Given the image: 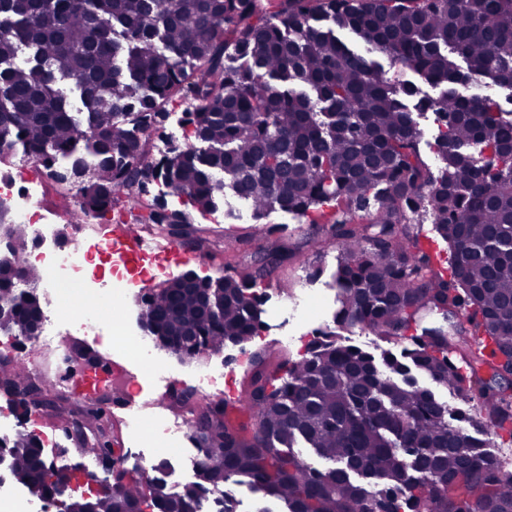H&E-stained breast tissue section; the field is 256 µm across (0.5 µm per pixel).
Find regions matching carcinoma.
I'll use <instances>...</instances> for the list:
<instances>
[{
  "label": "carcinoma",
  "mask_w": 512,
  "mask_h": 512,
  "mask_svg": "<svg viewBox=\"0 0 512 512\" xmlns=\"http://www.w3.org/2000/svg\"><path fill=\"white\" fill-rule=\"evenodd\" d=\"M0 27V161L20 146L57 182L60 158L88 167L72 216L139 197L149 172L201 213L228 190L257 220L280 210L322 222L339 240L336 324L403 343L381 369L328 332L297 360L254 357L241 400L173 396L202 451L197 480L169 489L161 461L148 480L70 494L63 512H199L209 490L241 481L288 512H512V473L412 375L477 401L488 427L512 424V111L451 89L487 79L512 88V0H0ZM341 32L443 91L395 80ZM22 46L32 50L24 61ZM63 74L76 78L84 123L54 89ZM177 103L187 143L157 160L146 142ZM427 112L434 168L415 118ZM143 210L161 235L233 253L196 235L183 210ZM422 217L448 244L449 265L411 230ZM0 226L13 253L0 262V328L29 336L41 305L16 283L34 287L43 274L21 262L28 230L1 202ZM290 258L273 243L244 269L226 262L221 288L200 278L152 292L144 327L194 336L203 352L248 343L263 326L258 288ZM0 392L22 418L25 395L39 396L54 426L80 424V449L121 461L104 409L112 395L64 407L2 361ZM241 401L251 422L232 425ZM300 444L329 466L308 464ZM9 457L31 495L52 497L59 480L34 434L11 440Z\"/></svg>",
  "instance_id": "1"
}]
</instances>
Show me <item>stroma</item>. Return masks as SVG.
Wrapping results in <instances>:
<instances>
[{"mask_svg": "<svg viewBox=\"0 0 512 512\" xmlns=\"http://www.w3.org/2000/svg\"><path fill=\"white\" fill-rule=\"evenodd\" d=\"M191 218L204 234L231 235L240 264H249L251 257L274 239L290 247L295 257L267 280L262 316L265 327L246 348L229 345L194 360H183L158 347L152 354L156 371L133 366L132 371L141 387L143 417L136 422L130 418V409L113 410L114 448L117 454L123 455L127 470L139 477L152 476L157 448H171L165 479L176 489L195 481L200 454L192 434L182 433L164 439L152 425L154 418L169 416L168 399L174 388L219 399L224 395L222 376L230 372L235 377L237 390H244L250 367L237 364L241 351L261 353L272 365L287 357L299 358L306 344L332 325L338 308L335 271L339 247L326 225L311 224L278 210L257 220L245 203L232 197L219 200L217 211H195ZM174 245L191 255L192 260L184 267H168L159 260H151L157 283H164L186 271L204 277L224 265V259L219 255L209 254L202 261H195L196 250L188 241L178 239Z\"/></svg>", "mask_w": 512, "mask_h": 512, "instance_id": "stroma-1", "label": "stroma"}]
</instances>
